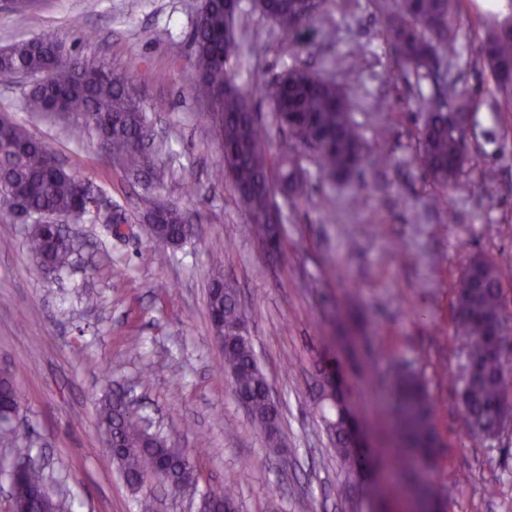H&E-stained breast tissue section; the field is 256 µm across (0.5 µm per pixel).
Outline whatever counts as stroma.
Returning a JSON list of instances; mask_svg holds the SVG:
<instances>
[{
    "label": "stroma",
    "mask_w": 512,
    "mask_h": 512,
    "mask_svg": "<svg viewBox=\"0 0 512 512\" xmlns=\"http://www.w3.org/2000/svg\"><path fill=\"white\" fill-rule=\"evenodd\" d=\"M190 0H41L18 26L0 0V49L18 35L61 40L72 52L144 72L141 93L168 172L154 192L180 204L196 233L161 263L163 247L143 223L112 237L78 223L85 253L56 277L39 269L26 226L0 214V372L22 403L14 431L44 467L56 498L73 512H139L110 460L97 424L108 385L129 389L133 411L178 448L199 449L198 483L175 492L154 483L155 512H198L209 486L237 477L239 512H410L399 483L391 382L403 368L423 377L435 405L439 446L423 476L446 512H512V423L498 439L467 437L451 382L464 341L455 303L467 262L512 267V109L498 96L479 47L512 14V0H460L456 88L476 102L466 131L460 190L442 192L414 156L429 82L399 70L374 0H328L296 52L277 26L240 0L236 35L240 88L294 66L352 87V118L369 153L360 171L330 181L312 155L302 161L307 191L283 207V252L255 234L230 183L213 184L219 150L205 108L190 95ZM81 17L73 28V17ZM29 87L0 76V112L49 140L89 180L105 206L138 213L144 186L102 162L73 119L67 129L36 119ZM443 204H435V196ZM224 254L225 281L238 291L257 363L281 415L286 447L273 453L239 405L207 318L210 255ZM139 338L138 351L126 339ZM292 369H285V362ZM339 371L376 471L368 488L337 461L325 431V373Z\"/></svg>",
    "instance_id": "stroma-1"
}]
</instances>
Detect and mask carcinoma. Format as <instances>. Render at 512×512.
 <instances>
[{
  "label": "carcinoma",
  "mask_w": 512,
  "mask_h": 512,
  "mask_svg": "<svg viewBox=\"0 0 512 512\" xmlns=\"http://www.w3.org/2000/svg\"><path fill=\"white\" fill-rule=\"evenodd\" d=\"M454 0H380L377 8L394 55L405 69L426 78L440 64L455 56L457 44ZM261 13L283 33L289 50L297 47L298 36L324 9L325 0L306 4L302 0H255ZM190 43L194 53L189 83L193 98L203 103L211 120L219 151L232 152L230 169L224 170V156L211 171V181L229 179L245 211L256 216L266 212L277 189L286 192L289 203L297 204L304 192L298 150L319 141L318 157L324 172L342 177L355 172L364 158L365 143L350 116L349 92L317 74L285 71L271 82H257L248 91L234 81L231 67L239 47L232 34L235 18L224 15V0H200L192 6ZM480 55L487 68L493 64L512 65V33L503 31L486 39ZM23 69L44 74L47 80L33 86L24 103L28 112L49 114L61 121L82 119L83 128L97 141L98 150L133 177L150 183L162 177L159 165L166 145L152 140L148 107L138 88V75L108 66L96 54L72 56L60 43L47 39H22L0 51V75ZM271 105L272 123L284 132L286 141L273 153L266 143L269 126L248 116L254 111L253 99ZM474 103L464 94H453L448 111H436L429 100L422 110L425 120L419 131L416 164L442 189L454 185L464 161V131L461 124L448 130V113L462 112L469 118ZM57 153L45 139L33 134L5 115H0V203L17 200L41 220L29 227L26 247L38 266L47 273L67 270L81 251L79 239L67 229L49 223L61 214L77 221H97L119 225L128 221L123 213L95 215L92 198L85 195L70 170L54 165ZM144 220L164 208V223L149 231L152 239L165 247L178 249L186 243L183 227L190 223L184 210L163 205L147 193L142 198ZM214 275L207 293L210 328L228 332L222 352L224 372L230 375L235 393L248 398L253 420L264 430L269 447L281 445L280 413L268 397L266 378L253 352L250 336L233 331L244 321L236 289L220 274L223 256L211 258ZM479 287L459 288L455 310L458 333L465 340V353L454 379L463 408L462 429L470 437L494 440L500 435L505 414L512 408L505 401L506 377L501 361L491 353L489 333L502 318L501 282L504 271L482 258L467 265ZM329 374L326 386L331 393V416L326 429L334 444L336 458L353 460L349 434L356 425V413L339 384ZM397 433L400 446L394 456L401 468L409 469L412 457L428 463L435 453L437 436L434 406L422 378L402 372L394 381ZM21 401L7 376H0V421L10 422L18 415ZM100 425L112 435V461L133 493L142 494V512H152L147 487L157 479L170 486L198 481L193 457L168 443L166 437L148 425L149 419L132 413L121 395L110 389L97 408ZM16 504L28 502L35 512H61V506L48 493L46 477L39 467L15 470V464H0ZM406 490L415 499L429 501L434 509L441 500L433 487L410 473ZM208 497L222 512H237L236 483L232 480L207 490Z\"/></svg>",
  "instance_id": "cac0c4a2"
}]
</instances>
